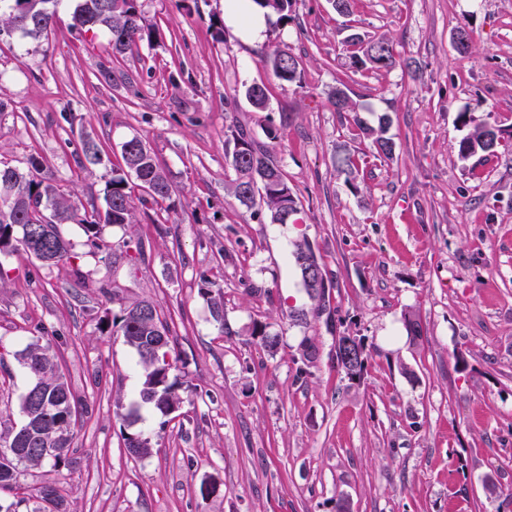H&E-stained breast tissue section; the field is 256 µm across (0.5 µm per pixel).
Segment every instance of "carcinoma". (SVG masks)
<instances>
[{
  "mask_svg": "<svg viewBox=\"0 0 512 512\" xmlns=\"http://www.w3.org/2000/svg\"><path fill=\"white\" fill-rule=\"evenodd\" d=\"M74 26L100 27L109 36L113 56L134 54L147 43L159 41V29L145 17L140 0H74ZM68 0H0V33L19 31L23 36L38 40L48 34L54 25L59 9ZM258 7L277 17L278 22L290 20L293 0H253ZM350 68L381 71L396 65L393 44L378 38L366 43H356L349 51ZM260 61L269 67L275 78L294 82L301 78L295 56L284 49L264 50ZM245 97L252 107L265 111L270 107L269 90L264 85L245 87ZM388 117H383L379 131L365 129L374 136L378 154L390 158L394 152L392 139L383 136ZM226 142L233 144L231 166L235 178L231 182L234 198L243 206L257 209L268 216L272 224H286L299 212V198L289 185L281 166L269 148L255 142L251 133L240 125L227 127ZM499 146L496 128L487 122L477 125L474 132L459 145L463 157L475 151L492 155ZM82 153L91 165L103 161V148L87 138L82 143ZM139 182L144 192L141 204L157 205L171 197L172 181L168 173L156 162L155 156L143 141L134 136L123 142L120 160L112 165L111 177L106 181L103 203L83 213L77 197L65 192L55 178L45 172L43 162L36 156L27 159L23 168L0 164V253L35 258L47 266L66 264L71 258L70 243L60 231V224H78L92 244L100 248L102 227L134 223V200L130 179ZM294 265L302 286L315 302L321 300L316 285L308 277L319 259L307 244L297 245L293 253ZM213 320L221 330L224 322V293L212 283L201 289ZM155 304L137 300L121 305L120 315L113 318L108 328L123 337L124 342L138 355L142 368L139 401L125 415L132 421L142 404H147L166 416L180 407L183 398L180 384L172 377L173 362L177 360L175 341L168 322L161 314H146L145 308ZM252 335L270 351L277 349L278 336L267 331V325L257 322ZM354 351L347 360L342 354L333 356L336 372L350 380L361 378L367 371L368 357L361 339L344 336ZM19 363L37 380L35 395L25 393L19 403L21 422L0 434V512H68L65 497L55 481L43 483L36 495H25L17 483L20 468L40 467L49 462L55 470L69 463V455L77 433L80 401L64 379L50 345L39 342L29 344L17 354ZM39 448H54L56 453L45 460ZM125 448L129 455L141 458L151 453L150 441L139 439L136 433L125 435Z\"/></svg>",
  "mask_w": 512,
  "mask_h": 512,
  "instance_id": "carcinoma-1",
  "label": "carcinoma"
}]
</instances>
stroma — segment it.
<instances>
[{"label": "stroma", "instance_id": "35a3bbf8", "mask_svg": "<svg viewBox=\"0 0 512 512\" xmlns=\"http://www.w3.org/2000/svg\"><path fill=\"white\" fill-rule=\"evenodd\" d=\"M141 5L162 37L120 63L68 10L40 40L0 34V161L40 157L89 209L136 136L175 188L134 224L104 227L103 250L62 225L70 265L0 256V431L19 425L29 384L15 354L40 336L84 407L70 465L26 471L22 487L56 480L70 512H335L340 498L350 512H512V0H350L343 15L295 0L288 24L270 22L254 45L209 29L224 0ZM382 36L396 67L348 68L350 42ZM277 47L296 56L300 82L260 62ZM118 64L130 85L104 80ZM253 83L270 88L269 111L245 99ZM339 86L357 117L333 106ZM383 115L389 159L365 133ZM233 122L280 162L301 202L294 222L259 220L230 194ZM483 122L499 131L495 155L461 157ZM86 136L106 162L82 167ZM302 242L334 283L333 322L288 317L313 306L292 262ZM140 243L149 259L136 263ZM207 280L224 289L228 333L199 293ZM141 299L177 339L184 402L166 417L141 406L130 427L139 359L101 325ZM257 320L277 351L253 336ZM348 334L368 356L357 381L331 363ZM306 337L319 350L310 367ZM130 430L150 455L129 456ZM206 481L218 492L202 494Z\"/></svg>", "mask_w": 512, "mask_h": 512}]
</instances>
